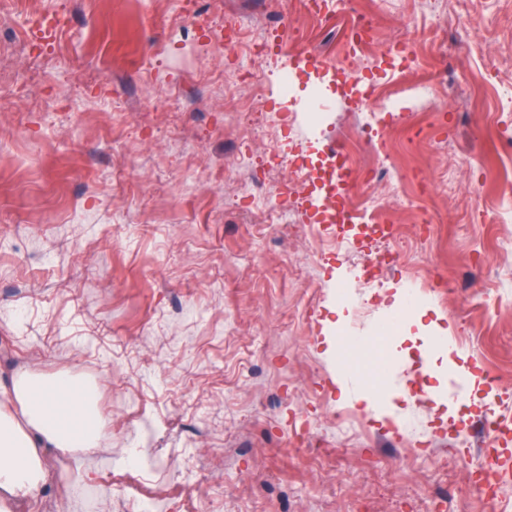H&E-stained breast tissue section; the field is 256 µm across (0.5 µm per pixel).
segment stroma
<instances>
[{
    "mask_svg": "<svg viewBox=\"0 0 512 512\" xmlns=\"http://www.w3.org/2000/svg\"><path fill=\"white\" fill-rule=\"evenodd\" d=\"M328 7L327 25L300 0H13L0 15V384H94L112 433L93 455L41 449L30 512L136 467L151 487H209L206 512H480L471 426L512 428V0H356L373 25L361 87L388 85L403 42L430 84L426 108L384 112L336 73L349 19L342 0ZM278 38L322 73L291 69L287 51L255 61L251 46ZM257 71L270 97L247 118L230 89L248 95ZM316 93L328 110L303 111ZM363 127L384 134L365 158L386 173L360 211L392 225L404 258L342 304L334 271H361L376 241L359 225L322 245V225L277 198L291 166L318 167ZM400 288L425 315L389 333ZM384 334L402 372L395 420L333 381L341 365L376 389L358 351ZM488 364L500 382L425 400Z\"/></svg>",
    "mask_w": 512,
    "mask_h": 512,
    "instance_id": "35a3bbf8",
    "label": "stroma"
}]
</instances>
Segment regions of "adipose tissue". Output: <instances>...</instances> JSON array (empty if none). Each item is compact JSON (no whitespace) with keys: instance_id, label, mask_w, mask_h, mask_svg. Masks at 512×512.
I'll list each match as a JSON object with an SVG mask.
<instances>
[{"instance_id":"adipose-tissue-1","label":"adipose tissue","mask_w":512,"mask_h":512,"mask_svg":"<svg viewBox=\"0 0 512 512\" xmlns=\"http://www.w3.org/2000/svg\"><path fill=\"white\" fill-rule=\"evenodd\" d=\"M9 389L20 401L25 421L15 423L0 410V492L23 501L45 480L40 449L67 450L75 444L83 452L95 451L100 416L94 390L67 376L49 385L21 377ZM9 389L0 385V394Z\"/></svg>"}]
</instances>
